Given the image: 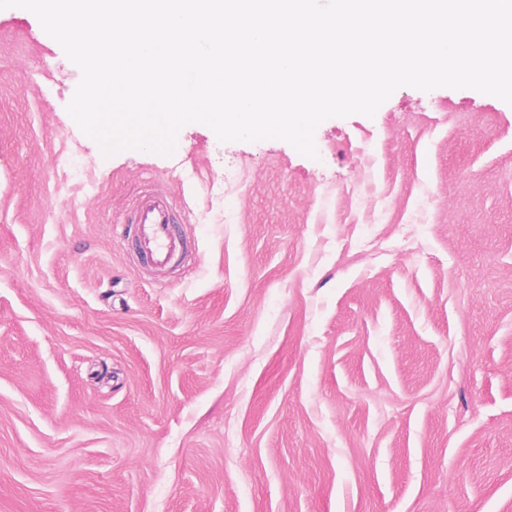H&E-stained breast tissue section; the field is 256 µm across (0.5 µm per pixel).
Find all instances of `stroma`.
<instances>
[{"mask_svg": "<svg viewBox=\"0 0 512 512\" xmlns=\"http://www.w3.org/2000/svg\"><path fill=\"white\" fill-rule=\"evenodd\" d=\"M80 78L0 9V512H512V105L108 156ZM153 193L166 270L122 235Z\"/></svg>", "mask_w": 512, "mask_h": 512, "instance_id": "1", "label": "stroma"}]
</instances>
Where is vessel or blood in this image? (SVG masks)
Returning <instances> with one entry per match:
<instances>
[{"mask_svg":"<svg viewBox=\"0 0 512 512\" xmlns=\"http://www.w3.org/2000/svg\"><path fill=\"white\" fill-rule=\"evenodd\" d=\"M132 232L142 257L151 265L164 266L181 249L171 206L160 197H148L138 202Z\"/></svg>","mask_w":512,"mask_h":512,"instance_id":"obj_1","label":"vessel or blood"}]
</instances>
